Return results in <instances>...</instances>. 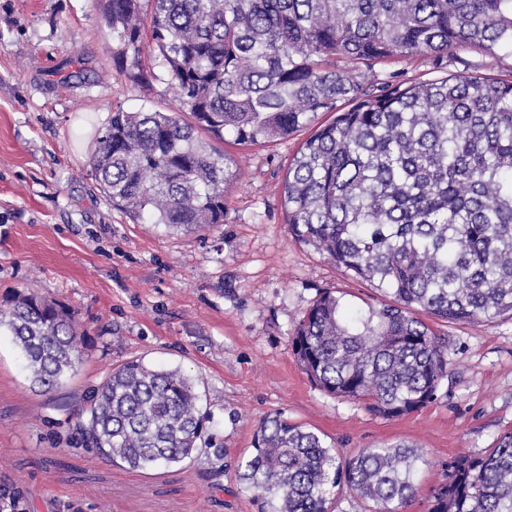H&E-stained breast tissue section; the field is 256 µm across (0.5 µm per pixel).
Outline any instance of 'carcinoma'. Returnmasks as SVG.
Here are the masks:
<instances>
[{
	"label": "carcinoma",
	"instance_id": "carcinoma-1",
	"mask_svg": "<svg viewBox=\"0 0 512 512\" xmlns=\"http://www.w3.org/2000/svg\"><path fill=\"white\" fill-rule=\"evenodd\" d=\"M113 53L137 60L149 19L165 74L193 117L112 113L91 157L112 205L173 232L224 223L230 160L199 137L283 139L336 112L288 165L282 205L298 243L365 282L350 309L325 290L291 346L311 383L400 418L426 407L448 345L424 316L512 320V81L453 74L378 90L362 69L395 58L512 50V0H105ZM342 62L343 66L336 65ZM350 103L339 112L337 103ZM33 384L51 390L81 352L72 309L31 291L0 309ZM195 381L141 359L93 388L77 422L85 446L131 470L191 457L204 428ZM239 479L258 512H333L335 490L404 512L427 464L403 444L343 458L278 413L261 419ZM427 512H512V432L448 462Z\"/></svg>",
	"mask_w": 512,
	"mask_h": 512
}]
</instances>
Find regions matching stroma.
<instances>
[{
	"instance_id": "obj_1",
	"label": "stroma",
	"mask_w": 512,
	"mask_h": 512,
	"mask_svg": "<svg viewBox=\"0 0 512 512\" xmlns=\"http://www.w3.org/2000/svg\"><path fill=\"white\" fill-rule=\"evenodd\" d=\"M104 0H0V306L31 289L71 308L82 358L49 391L33 386L8 332L0 333V503L25 512H258L238 466L260 419L303 423L351 456L376 445L422 451L415 499L426 512L445 464L479 454L512 430V321L442 323L448 375L418 412L385 419L327 395L301 370L290 339L324 290L352 302L375 291L295 242L282 207L288 163L303 129L269 144L212 140L237 175L224 222L170 233L113 207L89 157L112 112H177L156 56L117 60ZM466 72L512 80V53L458 51L454 60L393 59L375 82ZM140 359L197 381L208 420L199 451L133 471L82 446L75 430L90 390Z\"/></svg>"
}]
</instances>
